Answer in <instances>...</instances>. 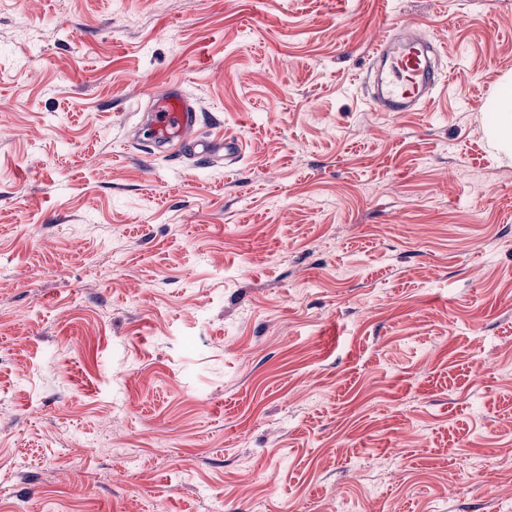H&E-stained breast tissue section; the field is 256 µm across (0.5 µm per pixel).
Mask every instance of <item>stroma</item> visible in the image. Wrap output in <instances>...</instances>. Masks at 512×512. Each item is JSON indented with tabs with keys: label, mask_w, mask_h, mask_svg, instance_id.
Listing matches in <instances>:
<instances>
[{
	"label": "stroma",
	"mask_w": 512,
	"mask_h": 512,
	"mask_svg": "<svg viewBox=\"0 0 512 512\" xmlns=\"http://www.w3.org/2000/svg\"><path fill=\"white\" fill-rule=\"evenodd\" d=\"M509 75L512 0H0V512H512ZM436 50L417 24L407 22L373 47L370 68L376 73L377 93L370 97L378 112H418L438 85L446 83L433 63ZM494 121L489 128V139L495 148L509 157L512 153V79L505 77L491 102ZM147 115V131L154 143L166 150L180 149L186 145L199 147L201 154L213 155L224 151V159L229 164L237 161L240 142L233 137L217 139L216 142L196 140L198 112L179 86H170L152 96Z\"/></svg>",
	"instance_id": "obj_1"
}]
</instances>
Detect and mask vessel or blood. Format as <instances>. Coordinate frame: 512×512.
Wrapping results in <instances>:
<instances>
[{
    "instance_id": "1",
    "label": "vessel or blood",
    "mask_w": 512,
    "mask_h": 512,
    "mask_svg": "<svg viewBox=\"0 0 512 512\" xmlns=\"http://www.w3.org/2000/svg\"><path fill=\"white\" fill-rule=\"evenodd\" d=\"M435 47L423 38L417 24L407 22L373 47L370 68L376 73L377 92L370 101L381 112H417L430 100L445 76L435 67ZM198 112L184 91L171 86L153 96L147 115V130L154 143L168 150L198 146L201 153H223L228 163L240 154L238 139L197 141Z\"/></svg>"
}]
</instances>
